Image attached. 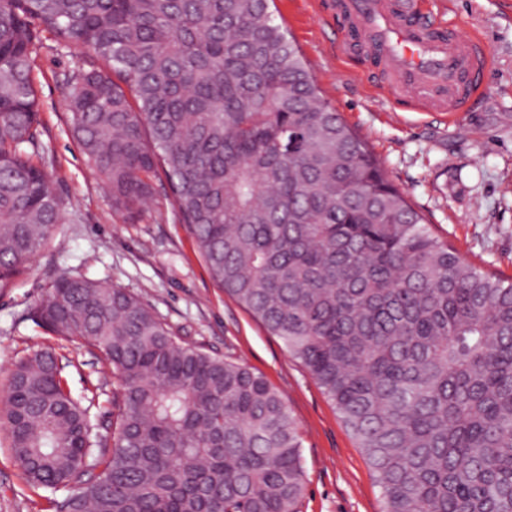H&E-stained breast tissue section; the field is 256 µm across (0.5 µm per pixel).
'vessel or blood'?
<instances>
[{
	"label": "vessel or blood",
	"instance_id": "obj_1",
	"mask_svg": "<svg viewBox=\"0 0 512 512\" xmlns=\"http://www.w3.org/2000/svg\"><path fill=\"white\" fill-rule=\"evenodd\" d=\"M345 39H358L378 59L392 93L430 112H454L479 95L488 57L473 41L426 21L416 0H339Z\"/></svg>",
	"mask_w": 512,
	"mask_h": 512
}]
</instances>
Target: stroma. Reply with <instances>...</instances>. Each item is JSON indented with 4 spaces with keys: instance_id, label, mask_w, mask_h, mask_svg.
Instances as JSON below:
<instances>
[{
    "instance_id": "obj_1",
    "label": "stroma",
    "mask_w": 512,
    "mask_h": 512,
    "mask_svg": "<svg viewBox=\"0 0 512 512\" xmlns=\"http://www.w3.org/2000/svg\"><path fill=\"white\" fill-rule=\"evenodd\" d=\"M429 22L480 39L489 53L485 89L460 112H425L389 90L377 60L336 39V0H274L320 91L363 136L388 178L433 232L462 255L512 276V0H424ZM91 59L42 34L32 68L39 153L64 203L48 247L12 288L0 291V399L17 361L53 349L74 395L95 393L92 419L111 435L119 381L96 351L74 349L30 314L53 282L84 276L124 288L180 342L240 362L284 397L302 436L306 490L300 512H381L366 457L333 405L276 336L211 279L166 184L129 217L112 208L67 125L68 83ZM52 491L30 487L0 427V512H53Z\"/></svg>"
}]
</instances>
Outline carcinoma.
<instances>
[{"label": "carcinoma", "mask_w": 512, "mask_h": 512, "mask_svg": "<svg viewBox=\"0 0 512 512\" xmlns=\"http://www.w3.org/2000/svg\"><path fill=\"white\" fill-rule=\"evenodd\" d=\"M273 0H0V290L63 205L37 149L40 32L95 61L70 131L112 208L163 173L214 282L315 380L382 512H512V281L441 240L318 89ZM32 319L119 380L113 445L55 354L12 371L9 448L54 512H299V426L259 373L182 344L137 297L62 276Z\"/></svg>", "instance_id": "obj_1"}]
</instances>
